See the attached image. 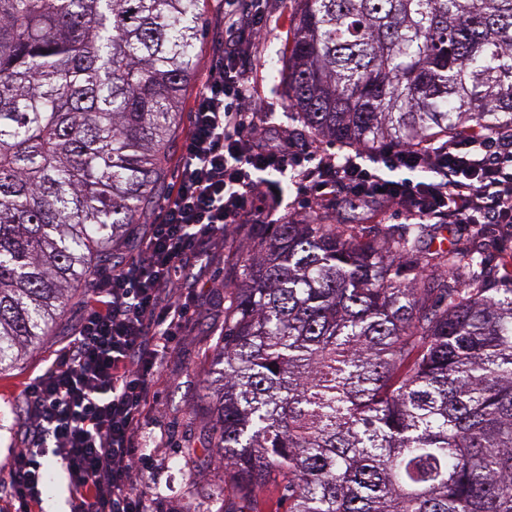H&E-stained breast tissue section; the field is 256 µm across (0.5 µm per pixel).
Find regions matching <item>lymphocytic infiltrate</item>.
Instances as JSON below:
<instances>
[{"label": "lymphocytic infiltrate", "instance_id": "f902f5d3", "mask_svg": "<svg viewBox=\"0 0 512 512\" xmlns=\"http://www.w3.org/2000/svg\"><path fill=\"white\" fill-rule=\"evenodd\" d=\"M264 0H224L233 19L224 55L193 104L180 177L149 225L135 257L98 272L68 346L23 392L31 421L15 449L0 494L13 512H38L42 464L66 475L70 512H156L143 492L148 459L141 429L158 396L156 372L192 315L177 274L206 258L218 237L256 223L261 186L293 172L314 190L311 206L338 194L361 203L390 200L423 224H512V132L468 133L423 151L390 149L306 165L289 141L264 140L268 115L249 91L245 65L263 32ZM400 168L425 179H391Z\"/></svg>", "mask_w": 512, "mask_h": 512}]
</instances>
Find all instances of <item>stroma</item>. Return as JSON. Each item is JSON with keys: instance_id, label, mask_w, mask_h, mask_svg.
<instances>
[{"instance_id": "stroma-1", "label": "stroma", "mask_w": 512, "mask_h": 512, "mask_svg": "<svg viewBox=\"0 0 512 512\" xmlns=\"http://www.w3.org/2000/svg\"><path fill=\"white\" fill-rule=\"evenodd\" d=\"M293 9L292 0H266L267 31L255 44L249 65L251 94L271 114L267 140L275 144L289 135L300 148L316 144L326 155L354 154V147L348 145L329 140L313 142L287 105L288 89L282 72ZM224 38V0H205L203 27L196 40L197 73L183 92L180 136L171 147L167 188L177 183L182 138L190 130L193 101L222 55ZM323 218L330 224L353 226L371 238L387 231L417 237L432 251L480 239L483 271L490 277L497 275L503 262L512 263V224H412L396 204L358 207L344 197L334 199ZM267 231L264 225H243L214 248L210 274L220 285L200 292L180 344L158 366L160 395L146 421L142 440L151 462L147 481L159 498L160 512H230L236 500L232 482L224 472L223 450L204 448L198 442L199 421L210 411L203 385L205 380L218 378L222 369L216 357L222 344L224 311L232 299L224 284L234 279L237 263L251 238ZM89 292V287L78 288L51 336L0 373V478L8 473L11 452L19 447L21 428L27 420V409L18 395L25 382L42 374L67 344L80 319L81 302Z\"/></svg>"}]
</instances>
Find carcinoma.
<instances>
[{"label":"carcinoma","instance_id":"obj_1","mask_svg":"<svg viewBox=\"0 0 512 512\" xmlns=\"http://www.w3.org/2000/svg\"><path fill=\"white\" fill-rule=\"evenodd\" d=\"M204 0H0V371L165 180ZM288 104L364 151L512 129V0H293ZM316 215L242 256L207 444L286 512H512V278Z\"/></svg>","mask_w":512,"mask_h":512}]
</instances>
